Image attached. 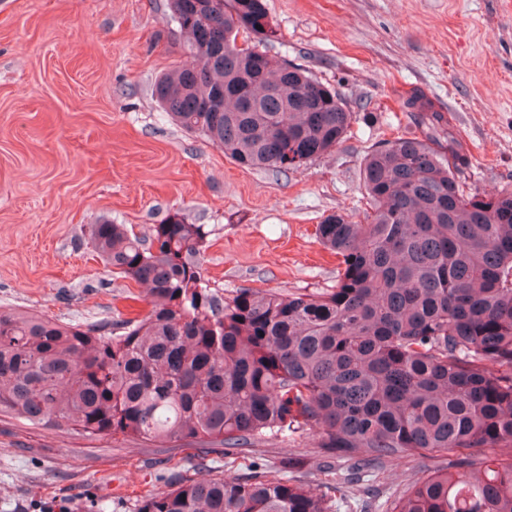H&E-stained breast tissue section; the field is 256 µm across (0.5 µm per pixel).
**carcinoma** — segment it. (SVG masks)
Listing matches in <instances>:
<instances>
[{
	"mask_svg": "<svg viewBox=\"0 0 512 512\" xmlns=\"http://www.w3.org/2000/svg\"><path fill=\"white\" fill-rule=\"evenodd\" d=\"M170 4L191 61L154 95L178 126L278 172L342 142L352 113L334 89L285 55L258 63L263 0ZM405 106L420 135L364 158V223L331 213L318 225L340 259L336 287L225 297L202 277L203 225L173 215L144 240L91 224L101 261L147 286V309L114 325L0 309V412L248 460L240 476L185 480L138 512H334L344 477L318 493L285 476L291 458L273 471L254 452L307 432L326 470L336 458L380 469L413 452L512 448V191L465 193L446 114L418 91ZM383 512H512V459L436 468Z\"/></svg>",
	"mask_w": 512,
	"mask_h": 512,
	"instance_id": "1",
	"label": "carcinoma"
}]
</instances>
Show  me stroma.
Masks as SVG:
<instances>
[{"mask_svg": "<svg viewBox=\"0 0 512 512\" xmlns=\"http://www.w3.org/2000/svg\"><path fill=\"white\" fill-rule=\"evenodd\" d=\"M271 52H287L352 114L345 140L285 172L241 167L168 121L155 80L189 60L169 0H0V308L72 323L144 309L140 286L95 257L90 225L139 236L179 215L203 225L211 289L321 292L339 260L316 229L328 214L365 217L361 167L383 142L418 130L401 97L424 91L445 112L484 195L512 190V0H264ZM270 463L303 460L294 479L328 480L314 438L262 443ZM412 453L368 470L336 512H380L389 490L457 460ZM220 454L156 448L0 413V512H136L189 477L242 474Z\"/></svg>", "mask_w": 512, "mask_h": 512, "instance_id": "obj_1", "label": "stroma"}]
</instances>
